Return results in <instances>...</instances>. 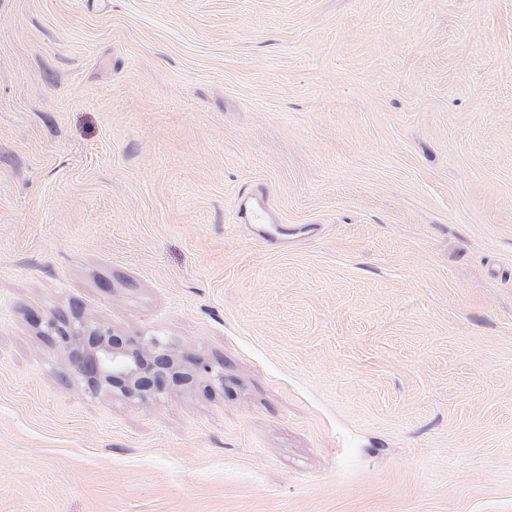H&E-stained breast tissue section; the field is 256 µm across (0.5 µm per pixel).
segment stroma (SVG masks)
<instances>
[{
    "mask_svg": "<svg viewBox=\"0 0 512 512\" xmlns=\"http://www.w3.org/2000/svg\"><path fill=\"white\" fill-rule=\"evenodd\" d=\"M0 512H512V0H0ZM238 216L244 224H267L268 208L262 188H254L238 200ZM42 332L94 391L118 390L127 398L145 400L175 386L209 389L224 382L223 369L185 355L173 341L150 336L129 348L111 327L79 309L46 319Z\"/></svg>",
    "mask_w": 512,
    "mask_h": 512,
    "instance_id": "1",
    "label": "stroma"
}]
</instances>
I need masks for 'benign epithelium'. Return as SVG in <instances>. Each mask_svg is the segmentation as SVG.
Wrapping results in <instances>:
<instances>
[{"instance_id":"obj_1","label":"benign epithelium","mask_w":512,"mask_h":512,"mask_svg":"<svg viewBox=\"0 0 512 512\" xmlns=\"http://www.w3.org/2000/svg\"><path fill=\"white\" fill-rule=\"evenodd\" d=\"M74 371L95 391H120L125 397L150 399L181 385L209 389L224 384V370L191 358L173 341L150 336L128 347L112 328L78 309L44 321Z\"/></svg>"}]
</instances>
